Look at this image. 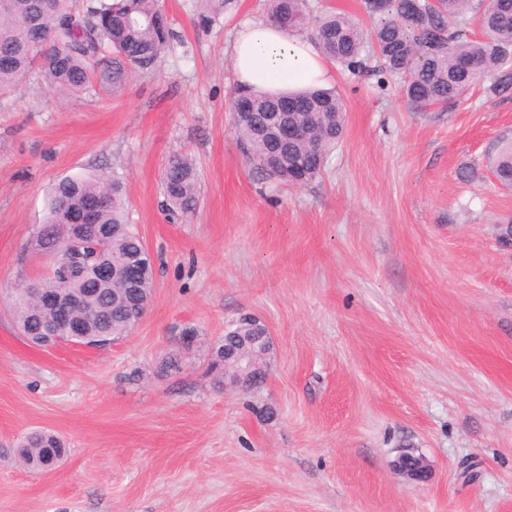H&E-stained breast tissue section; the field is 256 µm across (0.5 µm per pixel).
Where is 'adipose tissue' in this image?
<instances>
[{"label":"adipose tissue","mask_w":512,"mask_h":512,"mask_svg":"<svg viewBox=\"0 0 512 512\" xmlns=\"http://www.w3.org/2000/svg\"><path fill=\"white\" fill-rule=\"evenodd\" d=\"M232 62L239 84L269 93L327 87L336 80L312 43L262 20L245 22L238 29Z\"/></svg>","instance_id":"1"}]
</instances>
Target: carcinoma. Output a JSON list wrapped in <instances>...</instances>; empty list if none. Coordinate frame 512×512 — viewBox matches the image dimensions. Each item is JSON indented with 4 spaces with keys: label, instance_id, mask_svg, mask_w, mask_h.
Masks as SVG:
<instances>
[{
    "label": "carcinoma",
    "instance_id": "cac0c4a2",
    "mask_svg": "<svg viewBox=\"0 0 512 512\" xmlns=\"http://www.w3.org/2000/svg\"><path fill=\"white\" fill-rule=\"evenodd\" d=\"M364 6L379 17L369 33L346 13L313 14L308 0H267V18L289 33L306 36L330 61L352 72L363 70L366 47L372 46L380 62L378 73L402 79L407 99L423 110L446 107L481 83L497 96H512V0H364ZM468 18L484 37L467 34ZM172 38L160 0H0V96L13 91L34 68L51 91L78 94L96 84L116 93L133 71L150 68ZM234 94L254 105L251 114L235 116L233 122L260 173L290 184L321 175L344 133L345 104L338 92L315 88L294 95L298 106L288 112V119L306 127L308 135L283 147L263 132L277 96L239 84ZM491 168L501 186L511 189L512 140L500 143ZM161 193L171 216L196 212L200 181L192 157L168 158ZM127 213L120 179H62L49 196L45 243L68 246V225L84 220L90 225L87 236L105 238L102 259L143 267V281L135 287L149 298L151 257L128 224ZM36 280L45 296L64 290L87 294L75 311L88 334L87 344L102 334L126 335L143 318V307L127 309L128 286L119 279L99 288L50 269ZM12 310L22 334L32 344L45 346L36 330L52 316V309L21 287ZM183 361L180 353H171L161 361L159 373L176 375ZM17 453L28 468L42 470L50 459L64 456L66 448L54 433L36 430L23 437Z\"/></svg>",
    "mask_w": 512,
    "mask_h": 512
}]
</instances>
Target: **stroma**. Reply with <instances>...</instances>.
<instances>
[{
    "instance_id": "stroma-1",
    "label": "stroma",
    "mask_w": 512,
    "mask_h": 512,
    "mask_svg": "<svg viewBox=\"0 0 512 512\" xmlns=\"http://www.w3.org/2000/svg\"><path fill=\"white\" fill-rule=\"evenodd\" d=\"M174 37L112 94L0 97V512H512V189L488 158L512 98L478 86L421 112L397 79L338 69L344 136L302 185L263 178L234 130L235 31L266 0H161ZM202 200L168 219L170 155ZM120 177L154 261L141 322L104 347L42 349L18 331L16 286L52 186ZM272 339L269 370L224 386L208 350L241 316ZM182 373L158 360L184 326ZM53 431L68 454L34 473L16 447ZM430 463L425 482L392 467ZM392 467L412 482H424L430 472V465L424 456L415 455L407 450L397 456Z\"/></svg>"
}]
</instances>
